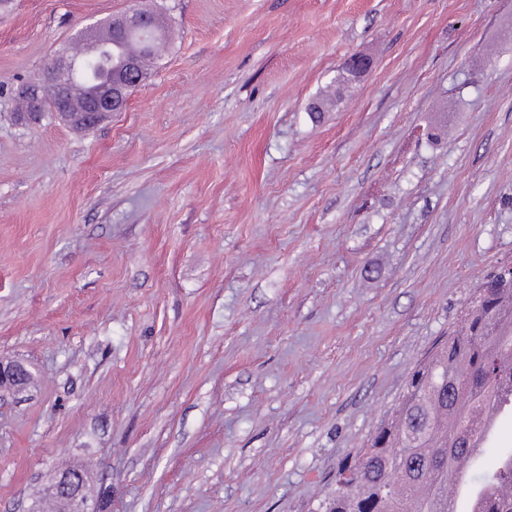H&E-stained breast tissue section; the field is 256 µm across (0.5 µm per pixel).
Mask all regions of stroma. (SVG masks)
Segmentation results:
<instances>
[{
    "instance_id": "stroma-1",
    "label": "stroma",
    "mask_w": 512,
    "mask_h": 512,
    "mask_svg": "<svg viewBox=\"0 0 512 512\" xmlns=\"http://www.w3.org/2000/svg\"><path fill=\"white\" fill-rule=\"evenodd\" d=\"M135 7L176 37L126 111L16 120ZM507 261L512 0L0 6V512L65 469L95 512H313Z\"/></svg>"
}]
</instances>
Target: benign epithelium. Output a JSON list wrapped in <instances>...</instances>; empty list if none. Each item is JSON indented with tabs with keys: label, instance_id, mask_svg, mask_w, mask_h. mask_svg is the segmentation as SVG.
Returning a JSON list of instances; mask_svg holds the SVG:
<instances>
[{
	"label": "benign epithelium",
	"instance_id": "obj_1",
	"mask_svg": "<svg viewBox=\"0 0 512 512\" xmlns=\"http://www.w3.org/2000/svg\"><path fill=\"white\" fill-rule=\"evenodd\" d=\"M118 29L124 32L143 31L153 28L151 14L132 10L115 17ZM74 73L71 63L63 58L52 56L43 67L38 82L26 84L18 89V94L32 103L27 120L41 116L42 105L49 100L52 112L69 124L85 129L98 119L112 112H122L129 100V91L145 81L138 68L136 58L128 57L124 61L123 74L118 80L109 78L100 81L80 106L73 103L65 79ZM25 384V371L19 365L5 364L0 361V387H21ZM54 495L71 505L70 512H89L84 496V479L77 472L63 473L54 483Z\"/></svg>",
	"mask_w": 512,
	"mask_h": 512
}]
</instances>
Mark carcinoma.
Returning <instances> with one entry per match:
<instances>
[{"label":"carcinoma","instance_id":"cac0c4a2","mask_svg":"<svg viewBox=\"0 0 512 512\" xmlns=\"http://www.w3.org/2000/svg\"><path fill=\"white\" fill-rule=\"evenodd\" d=\"M162 19L147 41L112 29L117 42L133 41L160 64ZM512 396V277L493 274L476 291L456 328L418 364L391 419L366 447L346 458L323 512H448V476L459 468L464 445L480 433V414ZM470 512H512V448L477 483Z\"/></svg>","mask_w":512,"mask_h":512}]
</instances>
